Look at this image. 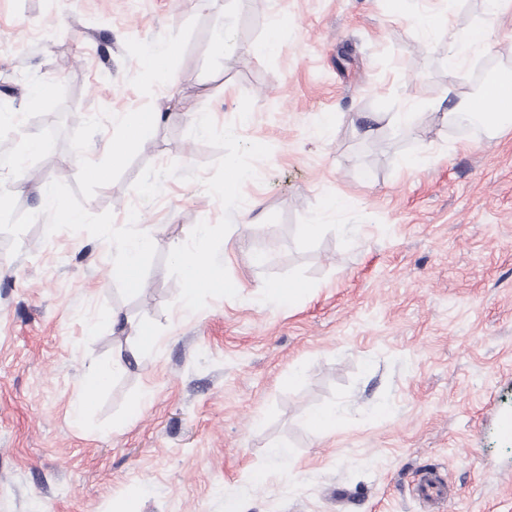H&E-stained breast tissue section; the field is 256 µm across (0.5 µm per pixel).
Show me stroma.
<instances>
[{
  "label": "stroma",
  "instance_id": "stroma-1",
  "mask_svg": "<svg viewBox=\"0 0 512 512\" xmlns=\"http://www.w3.org/2000/svg\"><path fill=\"white\" fill-rule=\"evenodd\" d=\"M405 7L0 0V145L39 142L0 169V512H433L413 491L428 468L443 512H512V132L459 134L444 97L476 94L480 61L512 70V23L452 69L414 19L465 30L485 0ZM151 47L171 68L140 66ZM164 99L110 168L124 113ZM141 223L147 305L112 277ZM178 243L241 295L184 308ZM288 281L289 306L257 290ZM116 361L73 420L85 371Z\"/></svg>",
  "mask_w": 512,
  "mask_h": 512
}]
</instances>
